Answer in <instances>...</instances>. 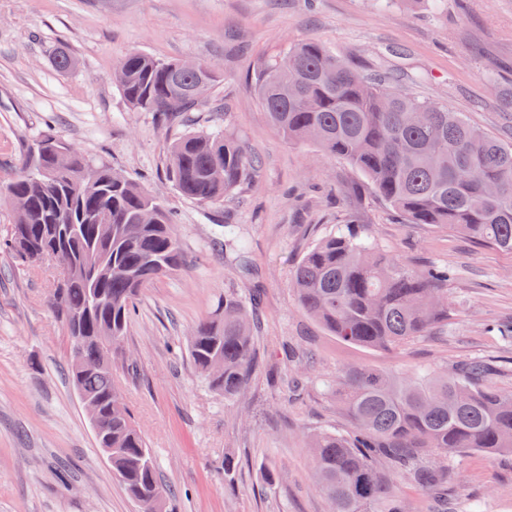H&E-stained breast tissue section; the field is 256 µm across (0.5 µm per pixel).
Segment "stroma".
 <instances>
[{"mask_svg":"<svg viewBox=\"0 0 512 512\" xmlns=\"http://www.w3.org/2000/svg\"><path fill=\"white\" fill-rule=\"evenodd\" d=\"M307 39L512 138L503 99L512 88V0H0V185L50 130L124 171L174 216L182 265L144 289L114 366L172 490L169 512H329L307 436L349 430L329 390L345 370L410 377L480 358L494 367L482 386L512 390V343L486 330L512 319V254L405 223L345 161L286 140L270 123L254 70ZM59 50L74 67H55ZM135 50L214 67L218 79L192 124L130 109L115 70ZM213 127L237 136L258 170L224 202L204 205L176 192L164 169L175 140ZM340 224L369 232L414 270L450 269L443 332L368 348L304 314L294 266ZM58 274L0 255V512H139L68 382L67 336L48 302ZM228 288L255 300L260 321L252 372L231 400L185 352ZM477 504L512 512V456L471 451L449 462V512Z\"/></svg>","mask_w":512,"mask_h":512,"instance_id":"obj_1","label":"stroma"}]
</instances>
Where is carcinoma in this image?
I'll list each match as a JSON object with an SVG mask.
<instances>
[{"mask_svg": "<svg viewBox=\"0 0 512 512\" xmlns=\"http://www.w3.org/2000/svg\"><path fill=\"white\" fill-rule=\"evenodd\" d=\"M180 64L131 52L118 88L136 111L169 118L193 112L194 87L213 84L215 73ZM254 79L262 108L285 138L346 160L404 221L444 226L512 253V140L484 134L444 104L387 92L386 80L350 69L317 42L263 60ZM256 167L231 132L193 130L170 147L166 178L180 194L209 204L224 200ZM8 184L14 220L0 252L29 264L34 251L67 250L70 270L54 285L51 305L69 348H78L80 362H70L68 379L82 403L95 404L96 445L112 447V473L127 495L141 512H166L153 455L112 377L99 331L125 339L140 290L180 267L173 214L112 166L48 132ZM293 283L304 312L349 344L396 346L448 321V273L413 270L347 224L300 258ZM255 328L241 298L226 291L190 338L194 367L226 400L252 370ZM486 372L472 361L451 374L409 379L344 373L336 398L351 431L310 437L332 512H404L384 461L441 494L448 458L466 451L512 455V391L479 386Z\"/></svg>", "mask_w": 512, "mask_h": 512, "instance_id": "carcinoma-1", "label": "carcinoma"}]
</instances>
